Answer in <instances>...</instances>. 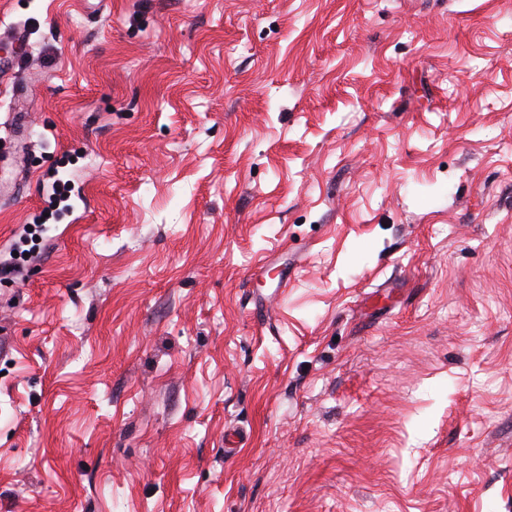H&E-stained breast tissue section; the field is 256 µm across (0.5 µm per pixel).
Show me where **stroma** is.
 Instances as JSON below:
<instances>
[{"mask_svg": "<svg viewBox=\"0 0 512 512\" xmlns=\"http://www.w3.org/2000/svg\"><path fill=\"white\" fill-rule=\"evenodd\" d=\"M8 27L0 512H512V0Z\"/></svg>", "mask_w": 512, "mask_h": 512, "instance_id": "35a3bbf8", "label": "stroma"}]
</instances>
